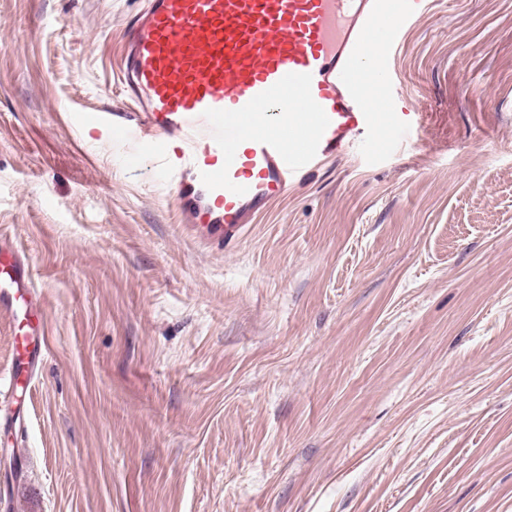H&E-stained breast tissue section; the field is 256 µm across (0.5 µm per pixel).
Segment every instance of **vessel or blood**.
Listing matches in <instances>:
<instances>
[{
	"instance_id": "1",
	"label": "vessel or blood",
	"mask_w": 512,
	"mask_h": 512,
	"mask_svg": "<svg viewBox=\"0 0 512 512\" xmlns=\"http://www.w3.org/2000/svg\"><path fill=\"white\" fill-rule=\"evenodd\" d=\"M420 0H147L121 36L125 111L82 112L113 142L177 179L185 223L232 243L331 158L404 140L413 112H376L358 78L392 100L389 53ZM0 316L16 355L0 385L31 389L47 348L34 269L0 233Z\"/></svg>"
}]
</instances>
